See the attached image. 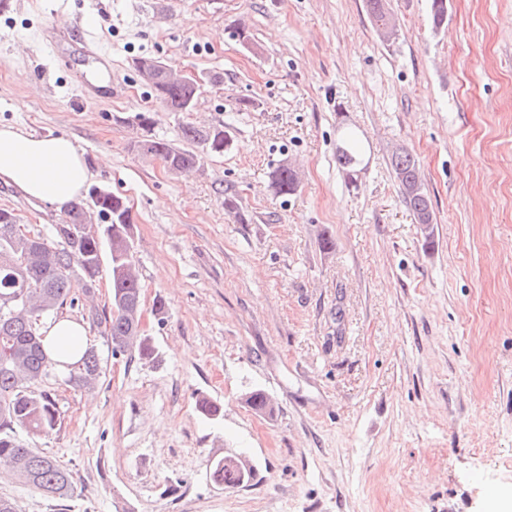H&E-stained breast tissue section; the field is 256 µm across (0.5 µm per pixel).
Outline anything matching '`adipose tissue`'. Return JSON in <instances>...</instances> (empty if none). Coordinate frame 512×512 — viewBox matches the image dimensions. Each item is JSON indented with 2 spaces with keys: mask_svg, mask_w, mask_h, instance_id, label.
<instances>
[{
  "mask_svg": "<svg viewBox=\"0 0 512 512\" xmlns=\"http://www.w3.org/2000/svg\"><path fill=\"white\" fill-rule=\"evenodd\" d=\"M91 176L83 153L69 137L0 127V182L23 196L63 209L80 197ZM86 336L83 324L62 318L48 329L44 347L51 358L69 362L86 347Z\"/></svg>",
  "mask_w": 512,
  "mask_h": 512,
  "instance_id": "1",
  "label": "adipose tissue"
}]
</instances>
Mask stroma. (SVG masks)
Here are the masks:
<instances>
[{"label":"stroma","instance_id":"1","mask_svg":"<svg viewBox=\"0 0 512 512\" xmlns=\"http://www.w3.org/2000/svg\"><path fill=\"white\" fill-rule=\"evenodd\" d=\"M389 6L386 42L365 0L0 5V125L72 138L92 186L126 198L158 352L108 359L92 392L45 381L61 421L24 443L72 471L69 512H488L512 489V0H448L443 31L430 0ZM64 11L111 49V97L51 64L42 36ZM138 57L203 79L194 110L165 111ZM139 112L174 144L193 123L233 145L172 174L133 151ZM342 127L365 151L352 181ZM398 146L420 163L432 238L394 181ZM286 160L301 183L281 196ZM0 208L44 231L63 217L2 183ZM255 389L274 417L246 405ZM228 453L256 466L248 486L210 482ZM272 185L276 193L282 196L294 194L299 187V179L295 168L288 162L281 163L271 175Z\"/></svg>","mask_w":512,"mask_h":512}]
</instances>
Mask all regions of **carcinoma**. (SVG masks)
Segmentation results:
<instances>
[{
	"mask_svg": "<svg viewBox=\"0 0 512 512\" xmlns=\"http://www.w3.org/2000/svg\"><path fill=\"white\" fill-rule=\"evenodd\" d=\"M367 11L380 37L390 39L395 21L388 0H366ZM435 30L448 24V0H430ZM156 99L167 112H191L200 91L193 85L170 82L160 75L146 79ZM146 135L134 142V149L145 159H160L177 174L199 169L207 155H219L231 146L221 127L186 124L181 128L191 148H180L148 134L153 123L147 113L135 116ZM362 163L361 142L352 131L339 134L336 164L351 176ZM390 166L403 202L416 223L429 229L435 223L432 201L414 155L399 146L393 150ZM276 193L294 194L299 187L295 168L281 163L271 175ZM131 209L125 199L103 189L91 202L77 200L65 211L50 232L20 223L12 210L0 208V458L6 460L12 475L44 497L64 507L74 495L72 472L56 459L17 439V430L47 435L56 429L60 411L55 394L37 390L45 380L63 375V382L78 388H95L104 373V357L88 346L79 360L65 368L50 358L43 346L40 325L53 319L64 307L73 308L80 296L94 293L102 272L104 250H109L110 311L86 309L92 321L104 327L111 357L153 361L157 351L150 338L141 333L139 322L142 286L135 270ZM255 411L272 414L271 400L261 390L246 396ZM199 412L209 420L223 417V407L206 397L197 400ZM210 480L227 488H239L255 478L237 456H224L211 462Z\"/></svg>",
	"mask_w": 512,
	"mask_h": 512,
	"instance_id": "1",
	"label": "carcinoma"
}]
</instances>
